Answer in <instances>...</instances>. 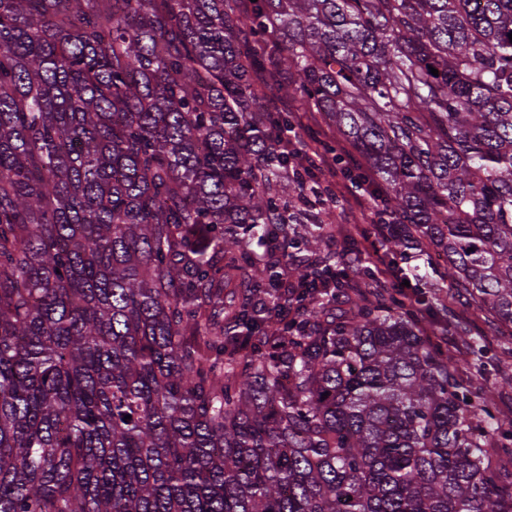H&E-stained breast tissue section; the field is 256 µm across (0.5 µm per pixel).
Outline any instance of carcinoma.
Returning <instances> with one entry per match:
<instances>
[{"label": "carcinoma", "instance_id": "carcinoma-1", "mask_svg": "<svg viewBox=\"0 0 512 512\" xmlns=\"http://www.w3.org/2000/svg\"><path fill=\"white\" fill-rule=\"evenodd\" d=\"M510 33L512 0H0V512H512V415L324 252L342 200L255 80L358 151L392 260L512 330Z\"/></svg>", "mask_w": 512, "mask_h": 512}]
</instances>
